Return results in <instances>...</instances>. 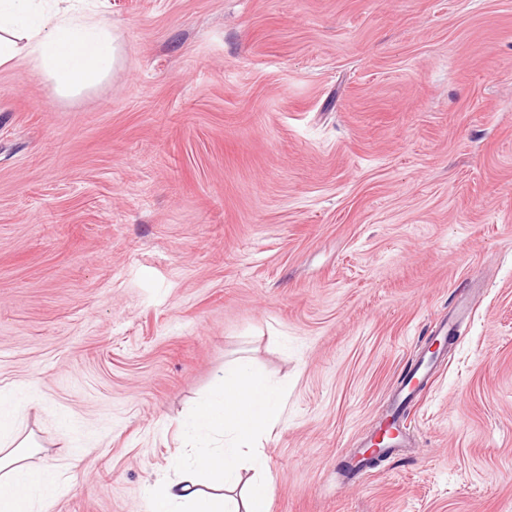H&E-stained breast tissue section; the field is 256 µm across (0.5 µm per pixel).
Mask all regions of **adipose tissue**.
Returning <instances> with one entry per match:
<instances>
[{
    "label": "adipose tissue",
    "instance_id": "adipose-tissue-1",
    "mask_svg": "<svg viewBox=\"0 0 512 512\" xmlns=\"http://www.w3.org/2000/svg\"><path fill=\"white\" fill-rule=\"evenodd\" d=\"M61 2L48 19L38 0H0V66L27 57L67 93L110 74L117 48L105 22ZM284 411V388L250 358L225 366L212 395L180 420L191 454L177 460L176 478L149 485L146 512H269L271 484L241 485L240 472L264 470L261 440ZM22 425L20 407L0 390V512H49L55 479L49 469L28 464L33 444Z\"/></svg>",
    "mask_w": 512,
    "mask_h": 512
}]
</instances>
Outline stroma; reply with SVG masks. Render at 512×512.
Masks as SVG:
<instances>
[{
  "mask_svg": "<svg viewBox=\"0 0 512 512\" xmlns=\"http://www.w3.org/2000/svg\"><path fill=\"white\" fill-rule=\"evenodd\" d=\"M111 74L0 66V389L51 512H144L246 355L270 512H512V0H86ZM474 305L364 481L342 463Z\"/></svg>",
  "mask_w": 512,
  "mask_h": 512,
  "instance_id": "obj_1",
  "label": "stroma"
}]
</instances>
